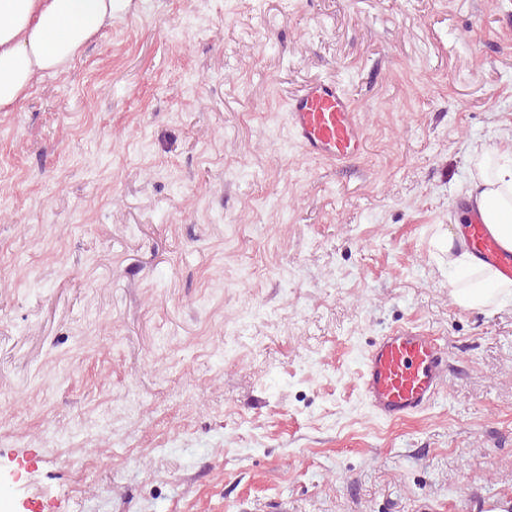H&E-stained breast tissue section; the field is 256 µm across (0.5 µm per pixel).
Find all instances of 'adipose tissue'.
I'll list each match as a JSON object with an SVG mask.
<instances>
[{
    "mask_svg": "<svg viewBox=\"0 0 512 512\" xmlns=\"http://www.w3.org/2000/svg\"><path fill=\"white\" fill-rule=\"evenodd\" d=\"M131 0H0V112H12L27 98L36 76L54 70L124 11ZM512 145L477 153L465 198L505 248L512 250V165L505 156ZM439 247L449 267L463 272L451 297L460 307L487 306L492 297L512 295L504 280L467 249L460 234L448 235Z\"/></svg>",
    "mask_w": 512,
    "mask_h": 512,
    "instance_id": "obj_1",
    "label": "adipose tissue"
}]
</instances>
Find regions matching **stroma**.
<instances>
[{"label":"stroma","mask_w":512,"mask_h":512,"mask_svg":"<svg viewBox=\"0 0 512 512\" xmlns=\"http://www.w3.org/2000/svg\"><path fill=\"white\" fill-rule=\"evenodd\" d=\"M361 153L306 156V84ZM512 139V0H133L0 112V512H490L512 501V299L437 237ZM444 392L359 391L397 326ZM287 113L294 141L312 158L344 164L363 148L352 98L336 81H317L290 96ZM450 357L446 342L414 327L378 336L361 372L368 409L391 422L428 409L444 387Z\"/></svg>","instance_id":"obj_1"}]
</instances>
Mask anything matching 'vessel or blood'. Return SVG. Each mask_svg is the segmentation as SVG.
Segmentation results:
<instances>
[{
    "instance_id": "vessel-or-blood-1",
    "label": "vessel or blood",
    "mask_w": 512,
    "mask_h": 512,
    "mask_svg": "<svg viewBox=\"0 0 512 512\" xmlns=\"http://www.w3.org/2000/svg\"><path fill=\"white\" fill-rule=\"evenodd\" d=\"M290 133L312 158L343 164L363 148L351 96L338 83L324 80L307 85L287 101ZM470 250L502 278L512 280V250L503 247L477 212L464 228ZM450 353L447 343L403 326L377 337L367 350L361 372L368 409L386 421H402L428 409L446 380Z\"/></svg>"
}]
</instances>
